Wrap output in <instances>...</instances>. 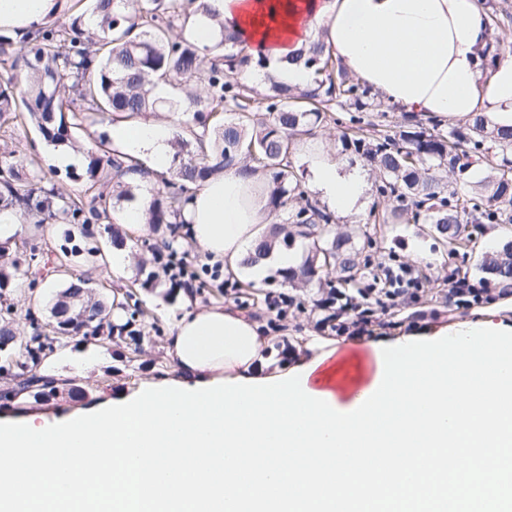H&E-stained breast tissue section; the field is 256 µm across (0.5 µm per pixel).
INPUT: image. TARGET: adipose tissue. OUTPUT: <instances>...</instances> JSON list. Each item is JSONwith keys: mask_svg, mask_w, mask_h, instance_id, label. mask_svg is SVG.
Listing matches in <instances>:
<instances>
[{"mask_svg": "<svg viewBox=\"0 0 512 512\" xmlns=\"http://www.w3.org/2000/svg\"><path fill=\"white\" fill-rule=\"evenodd\" d=\"M68 0H0V34L19 42L62 16ZM192 34L219 35V22L244 36L243 52L265 56L266 69L245 68L243 83H260L266 70L288 84L308 83V72L291 56L319 38L337 64L400 110L439 120L487 116L512 127V54L485 61L489 19L480 0H207ZM172 127L151 118L112 125V145L146 161L161 174L172 163ZM311 185L337 213L356 212L367 188L365 174L343 171L326 152L324 140L304 146ZM193 241L224 272L249 270L253 279L269 268L298 265L296 254L280 251L252 266L244 261L274 223L264 180L241 168H227L198 187L184 210ZM262 322L219 306L186 312L174 325L169 353L180 370L207 384L217 379L255 378L267 341ZM379 364H364L358 353L328 357L307 380L310 390L331 394L349 409L371 389Z\"/></svg>", "mask_w": 512, "mask_h": 512, "instance_id": "ef3b65f1", "label": "adipose tissue"}]
</instances>
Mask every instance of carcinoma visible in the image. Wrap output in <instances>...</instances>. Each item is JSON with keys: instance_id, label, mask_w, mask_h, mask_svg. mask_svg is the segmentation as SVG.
<instances>
[{"instance_id": "carcinoma-1", "label": "carcinoma", "mask_w": 512, "mask_h": 512, "mask_svg": "<svg viewBox=\"0 0 512 512\" xmlns=\"http://www.w3.org/2000/svg\"><path fill=\"white\" fill-rule=\"evenodd\" d=\"M200 12H208L204 0H91L70 24L38 32L19 53L10 37L0 35V61L10 62L14 71L0 84V118L27 120L47 142L72 145L73 129L110 120L114 113L129 121L155 112L177 115L173 168L155 189L148 212V223L165 230L159 247L176 254L182 210L193 190L242 164L261 173L268 206L282 217L272 225V239L260 242L248 262L261 260L281 235L293 242L287 224L306 225L298 236L312 240L299 266L280 272L290 285L319 287L332 274L347 283L358 271L352 237L329 233L335 214L308 197L303 174L291 162L297 137L314 135L338 106L355 113L352 126L338 136L341 148L375 170L378 195L396 202L395 220L411 214L432 225L452 252L472 242L462 225L466 215L477 224H512V128L495 126L484 115L446 132L436 120L430 128L408 118L398 123L385 111L377 122L370 116L375 95L336 65L319 39L291 57L309 72L308 84L292 87L270 75L260 91L236 78L244 67H265L264 58L238 49L240 32L218 20L220 37L210 45L186 34L188 21ZM87 14L97 17L96 28L85 25ZM160 82L176 95L156 97L153 89ZM86 156L85 171L76 175L83 191L73 196L51 184L34 163H24L13 151L3 153L0 165L8 180L0 184V204L24 209L38 225L108 217L114 202L127 194V175L142 171V164L112 147L105 134L86 148ZM470 168L487 175L453 186L441 176L443 170L463 175ZM478 270L497 286L512 284V241L483 253ZM18 271L16 260L0 263V296ZM77 295L109 332L127 328L110 321L111 310L82 279L59 294L64 322L77 319V311L67 308ZM6 344L33 362L45 347L40 335L25 339L8 320L0 323V349Z\"/></svg>"}]
</instances>
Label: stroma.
I'll use <instances>...</instances> for the list:
<instances>
[{
	"label": "stroma",
	"mask_w": 512,
	"mask_h": 512,
	"mask_svg": "<svg viewBox=\"0 0 512 512\" xmlns=\"http://www.w3.org/2000/svg\"><path fill=\"white\" fill-rule=\"evenodd\" d=\"M8 131L0 139V150L7 148L17 156L32 159L42 165L48 177L64 193L77 195L83 184L75 180L74 168L52 163V146L29 123L5 122L0 126ZM368 203L363 212L337 218L333 232L351 233L358 251L361 272L358 287L372 284L381 266L413 264L424 273L418 301L398 300L388 313L380 315L372 326L370 336L362 338L337 337L320 329V311L315 306L321 290L293 287L277 273H269L260 284L224 292L220 282L208 281L203 288L171 289L167 278H160L156 287H143V273L154 270L153 248L161 235L153 231L125 236L121 246L128 253L129 269L124 277L115 279L107 272L104 257L115 250L107 220L93 222L89 243L98 247L97 255L79 254L59 271L55 253L64 241L65 230L81 233V225L71 228L52 225L47 236L34 235L32 224H23L21 231L0 241L9 256L33 258L34 268L44 274V281L32 285L30 274H17L12 288L0 297V320L8 319L18 325L22 334L30 336L35 326L51 322V307L60 291L75 277H83L95 289L96 299L111 303L113 293L133 294L142 310L135 316L128 335L110 339L97 335H63L53 345V359H40L36 372L54 382L51 395L38 396L20 386L21 370L14 350L0 352V418L18 419L35 416L54 421L72 414L87 412L91 406L114 397L131 395L146 386L162 381H177L181 373L167 351L168 336L174 322L193 306L221 304L245 313L266 318L268 296L283 294L292 299L287 318L280 330L269 332L267 353L261 364L263 372L282 371L309 358L319 349L332 346L340 349L365 350L369 343L389 344L405 339L415 340L444 327L466 320L483 319L485 306L469 310L449 309L448 272L468 271L472 283L482 281L477 270L478 256L491 252L512 239V225L471 224L467 230L476 240L472 249L448 253L429 231L426 224L414 221L394 223L375 222L374 213L389 214L392 202L368 189Z\"/></svg>",
	"instance_id": "35a3bbf8"
}]
</instances>
